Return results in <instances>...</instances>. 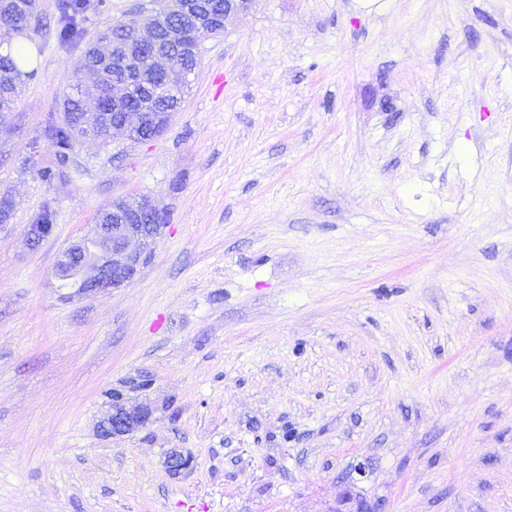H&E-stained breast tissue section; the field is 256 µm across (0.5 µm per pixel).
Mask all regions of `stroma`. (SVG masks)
<instances>
[{"label":"stroma","instance_id":"obj_1","mask_svg":"<svg viewBox=\"0 0 512 512\" xmlns=\"http://www.w3.org/2000/svg\"><path fill=\"white\" fill-rule=\"evenodd\" d=\"M149 3L100 0L85 41ZM38 4L0 118V512H512V0H256L162 136L52 183L80 52ZM124 195L169 215L149 263L64 297ZM114 389L154 413L105 439ZM55 212L49 207H44L34 218V224H27L26 239L31 248H37L48 236L46 224H54Z\"/></svg>","mask_w":512,"mask_h":512}]
</instances>
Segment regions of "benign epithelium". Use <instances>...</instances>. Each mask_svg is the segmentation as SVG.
Instances as JSON below:
<instances>
[{"label":"benign epithelium","instance_id":"7a95c632","mask_svg":"<svg viewBox=\"0 0 512 512\" xmlns=\"http://www.w3.org/2000/svg\"><path fill=\"white\" fill-rule=\"evenodd\" d=\"M256 0H224V17H216L203 0H164L158 9L142 15L140 23L116 24L112 42L95 44L103 58H112L133 75L134 84L112 82V111L99 112L91 103L86 121L112 129V135L135 141H150L164 134L174 116L155 114L144 107L127 104L138 86L148 91L172 92L190 85L196 72L172 65L171 49L183 38H194L192 50L200 56L201 40L224 31L226 19L247 14ZM118 223L96 222L85 235L71 243L57 259L53 275L74 289L70 296L103 293L135 279L147 264L165 222V211L145 196L127 197L125 205L112 208ZM48 238L44 224H29L26 239L36 248ZM152 410L147 405L128 407L123 396L112 400L109 411L98 423L105 438H121L144 428ZM191 457L173 451L167 457L169 471L178 476L189 470Z\"/></svg>","mask_w":512,"mask_h":512}]
</instances>
